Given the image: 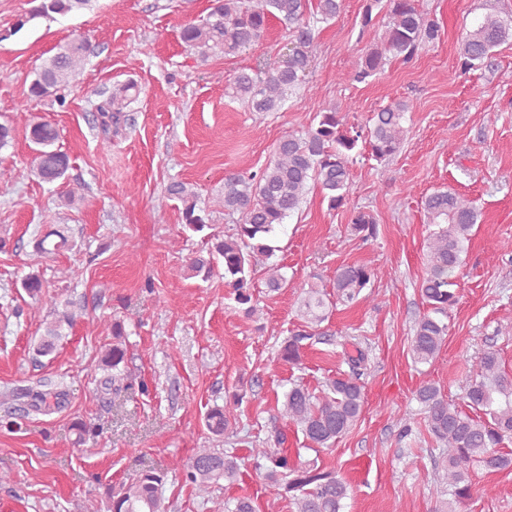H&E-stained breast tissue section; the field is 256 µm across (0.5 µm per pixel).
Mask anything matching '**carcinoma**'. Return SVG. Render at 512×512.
<instances>
[{"mask_svg": "<svg viewBox=\"0 0 512 512\" xmlns=\"http://www.w3.org/2000/svg\"><path fill=\"white\" fill-rule=\"evenodd\" d=\"M386 2L388 25L381 45L369 49L361 57L351 75L362 83L380 73L391 53L411 61L420 46L440 37L437 23L418 9L415 0H368L362 15V26L372 22V10ZM343 0H317L316 12L306 15V0H212L207 16L197 23L183 26L181 40L197 51L202 59L211 53L234 54L260 41L272 20L289 32L293 48L282 65L272 70L259 68L250 74L241 71L228 79L229 94L247 102L255 112H274L285 101V92L297 87L311 62L316 25L339 17ZM90 0H39L21 17L12 33L20 31L29 21L43 17L53 19L79 12ZM512 43V20L487 13L465 30L459 41V64L463 74L482 66L493 49ZM90 52L84 39H72L56 46V52L43 60L33 71L28 100L40 102L54 97L61 103L64 91ZM130 86L110 94L99 105L103 131L123 121V104ZM409 102L393 101L375 112L372 125H349L334 107H326L315 117V123L296 137L287 134L275 144L273 157L260 171L244 175L224 176L222 205L224 212L238 215L234 233L222 238L210 235L207 256L189 259L184 268L193 277L206 280L217 266L224 270V287L244 313L257 312L255 273L259 260L269 259L277 246L274 242L284 220L298 210L310 183L319 185L328 207L343 204L350 189L351 167L368 152L381 162L394 155L406 135L404 127ZM29 139L34 145L30 174L45 183L65 180L69 156L56 146L60 133L46 120L30 119ZM166 198L181 203L183 230L201 233L212 227L207 210L198 204L192 184L172 180L165 189ZM422 207L430 226L427 238V268L419 283V291L427 310L414 323L410 351L415 364H430L439 355L449 332V312L458 302L454 286L462 271V255L467 250L473 228L480 221L481 211L474 202L464 198L450 186L426 195ZM351 232L362 240L376 235V221L365 211L352 215ZM69 247L68 237L57 231L34 242L38 254H53ZM281 267L266 268L265 285L269 291L284 287L286 278ZM377 277L374 269L359 264H345L336 270V300L351 302ZM24 291L35 301L51 306L52 320L45 323L43 333L33 346L35 357L52 354L64 328L74 325L77 312L57 309V302L44 291L41 277L31 273L22 282ZM327 294L310 288L302 302L308 327H318L327 319ZM112 344L101 355V366L111 371L104 386L115 393L132 394L148 391L146 384H133L127 371L128 347L124 322L114 319L104 325ZM313 333L302 330L280 347L274 362L296 365L301 359L302 341ZM362 350L344 353L349 372L326 384L320 394L293 386L283 395L281 415L295 424L309 443V448L332 447L359 420L365 403L361 365ZM34 411L50 413L62 407L63 391L28 389L22 393ZM424 408V422L436 442L447 448L442 462V479L448 482L453 502L458 505L472 498V473L477 469L491 472L512 470V453L500 447L512 436V375L502 370L493 351L484 352L477 371L465 387L461 402L448 399L441 387L429 380L416 391ZM243 396L232 394L224 405L210 408L205 426L215 437L233 431L240 416ZM287 436L275 434L274 448H255V455L266 459L265 481L268 494L274 499L287 498L293 512H343L350 496L348 482L333 469L295 461L284 448ZM180 474L199 494H208L223 481L233 485L242 475L239 457L222 448H201L184 464L167 469L148 467L129 482L108 495V512H168L163 488L168 474Z\"/></svg>", "mask_w": 512, "mask_h": 512, "instance_id": "1", "label": "carcinoma"}]
</instances>
